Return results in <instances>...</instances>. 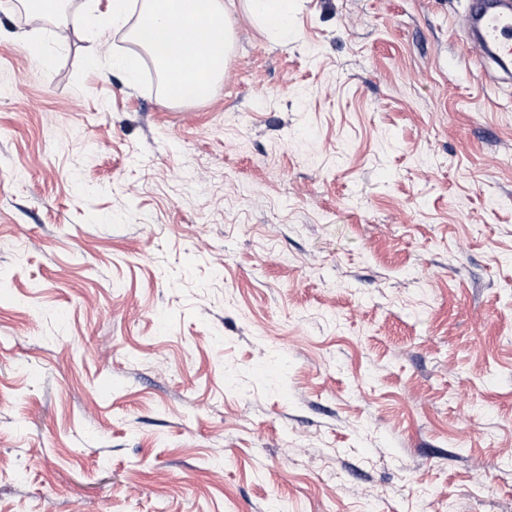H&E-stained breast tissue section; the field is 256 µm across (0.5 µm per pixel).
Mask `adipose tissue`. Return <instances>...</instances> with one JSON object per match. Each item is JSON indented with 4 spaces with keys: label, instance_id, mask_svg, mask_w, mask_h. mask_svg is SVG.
Masks as SVG:
<instances>
[{
    "label": "adipose tissue",
    "instance_id": "adipose-tissue-1",
    "mask_svg": "<svg viewBox=\"0 0 512 512\" xmlns=\"http://www.w3.org/2000/svg\"><path fill=\"white\" fill-rule=\"evenodd\" d=\"M65 0H22L32 24L58 18L96 37L124 32L137 52L114 60L128 81H136L144 60L157 69L166 102L208 96L223 77L234 40L232 12L225 0H112L108 15L67 13ZM243 11L267 36L285 42L295 35L296 0H241Z\"/></svg>",
    "mask_w": 512,
    "mask_h": 512
}]
</instances>
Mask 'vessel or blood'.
Returning a JSON list of instances; mask_svg holds the SVG:
<instances>
[{"label": "vessel or blood", "mask_w": 512, "mask_h": 512, "mask_svg": "<svg viewBox=\"0 0 512 512\" xmlns=\"http://www.w3.org/2000/svg\"><path fill=\"white\" fill-rule=\"evenodd\" d=\"M460 25L473 64L485 71L497 67V80H512V8L502 0H471Z\"/></svg>", "instance_id": "b4317fda"}]
</instances>
